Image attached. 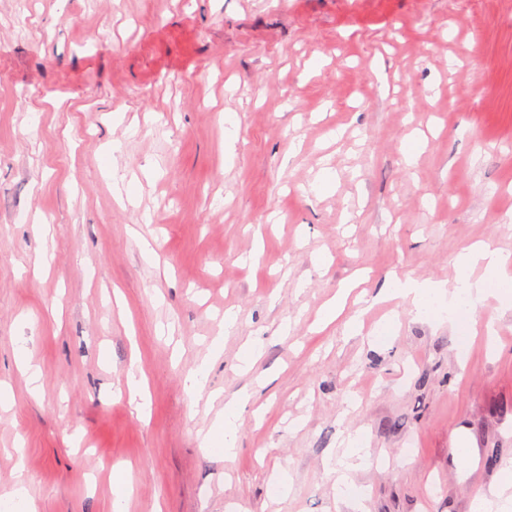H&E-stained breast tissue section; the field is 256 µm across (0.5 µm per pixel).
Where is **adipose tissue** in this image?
Listing matches in <instances>:
<instances>
[{
	"instance_id": "adipose-tissue-1",
	"label": "adipose tissue",
	"mask_w": 512,
	"mask_h": 512,
	"mask_svg": "<svg viewBox=\"0 0 512 512\" xmlns=\"http://www.w3.org/2000/svg\"><path fill=\"white\" fill-rule=\"evenodd\" d=\"M457 268L452 283H420L396 277L379 288L377 295L402 299L419 317L447 314L452 331L460 332L463 323L458 312L471 316L487 299L502 302L512 294V257L488 245L475 244L459 256Z\"/></svg>"
}]
</instances>
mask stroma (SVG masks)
<instances>
[{"label": "stroma", "instance_id": "35a3bbf8", "mask_svg": "<svg viewBox=\"0 0 512 512\" xmlns=\"http://www.w3.org/2000/svg\"><path fill=\"white\" fill-rule=\"evenodd\" d=\"M476 242L512 253V0H0V498L112 512L122 471L127 512H472L512 475V308L462 356L365 297ZM244 389L227 462L200 437ZM363 444L365 438L361 433L350 435L347 441L349 450L344 458L338 461L340 469L336 471H339L340 475L337 478V491L344 499L359 498L363 494L362 489L353 483L349 475L366 464L367 448H361Z\"/></svg>", "mask_w": 512, "mask_h": 512}]
</instances>
